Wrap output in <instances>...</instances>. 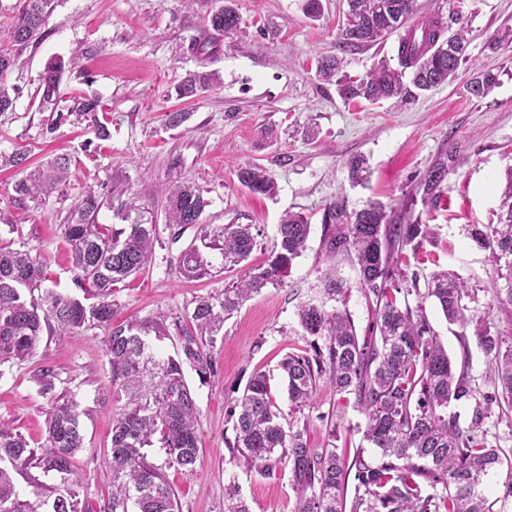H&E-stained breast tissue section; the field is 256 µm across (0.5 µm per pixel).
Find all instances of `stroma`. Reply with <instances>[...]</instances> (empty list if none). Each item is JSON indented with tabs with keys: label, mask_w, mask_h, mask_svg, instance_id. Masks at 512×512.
Returning a JSON list of instances; mask_svg holds the SVG:
<instances>
[{
	"label": "stroma",
	"mask_w": 512,
	"mask_h": 512,
	"mask_svg": "<svg viewBox=\"0 0 512 512\" xmlns=\"http://www.w3.org/2000/svg\"><path fill=\"white\" fill-rule=\"evenodd\" d=\"M322 3L319 20L313 21L302 11L303 0H236L239 30L221 37L218 51L206 58L192 52L190 42L200 35L217 0H193L189 6L181 0H53L44 37L20 50L17 66L5 77L17 87L18 98L14 111L0 115V154L29 150L35 166L58 154L72 159L66 184L40 205L19 199L13 190L18 171L0 167V213L6 218L0 240L46 259L47 287L76 291L62 227L89 189L111 197L113 204L137 196L158 213L171 186L190 183L209 201L205 223L252 225L258 234L249 258L253 266L266 263L283 212L309 219L307 248L283 284L263 289L225 321L213 349L216 376L203 383L194 371L185 373L199 409L200 458L194 470L166 471L181 512H224V486L231 482L249 512L295 510L289 473L263 477L232 458L226 447L234 436L229 409L259 370L269 375L278 405L287 407L278 364L288 353L323 345L322 337L305 335L297 310L303 302L320 299V276L326 269L335 268L352 285L345 308L358 335L373 330L375 305L355 287L356 266L323 244L322 215L330 201L345 198L352 209L370 200L406 206L431 231L407 255L417 288H426L434 271L454 272L468 286L472 313L487 315L493 330L512 333V316L492 305L496 269L488 251L473 239L476 229L495 222L501 188L512 169V43H492L499 31L512 29V0H415L417 14L438 11L450 30L467 29L469 60L453 81L408 103L374 105L343 102L335 86L319 80L316 61L341 54L344 73L358 78L379 59L396 61L397 36L337 52L346 0ZM74 57L88 72H66L61 89L100 102L108 140H97L82 125L46 130L34 99L39 75L49 61ZM485 64L495 66L499 85L477 100L464 86ZM203 65L219 71L220 83L194 99L178 98L175 87L185 73ZM174 110L191 117L179 128H166L165 115ZM265 127L274 129V141L261 138ZM356 155L367 157L371 166L362 186L348 179L346 163ZM443 158L448 173L440 200L433 204L423 200L418 184ZM248 163L269 171L278 186L276 197L240 185L237 169ZM194 235V229H187L176 243L168 229H160L147 271L113 295L119 304L117 321L160 314L182 318L195 297L222 292L240 280V266L216 267L201 280L183 279L176 258ZM424 308L455 367L466 368L480 391H493L488 359L475 336H461L434 300ZM104 336L99 327L77 336L46 332L32 357L0 368V420L31 446L43 443L51 407L34 380L42 366L53 367L57 394L77 402L84 446L74 458V471L86 512H99L112 492L105 456L112 421L124 406L112 386ZM292 419L305 424L310 447L332 442L350 452L363 448L364 414L355 408L353 395L337 393L328 380H320L311 406Z\"/></svg>",
	"instance_id": "35a3bbf8"
}]
</instances>
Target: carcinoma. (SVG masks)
Returning <instances> with one entry per match:
<instances>
[{
	"label": "carcinoma",
	"instance_id": "carcinoma-1",
	"mask_svg": "<svg viewBox=\"0 0 512 512\" xmlns=\"http://www.w3.org/2000/svg\"><path fill=\"white\" fill-rule=\"evenodd\" d=\"M348 9L337 34V47L346 50L373 45L402 32L397 48V66L382 59L360 79L340 74L342 60L335 56L317 60L320 80L336 86L345 102L406 100L415 91H428L455 76L468 61L467 30L448 34L437 13L425 14L409 23L415 13L414 0H347ZM51 0H21L10 29V42L24 48L42 37ZM241 16L235 0H224L204 19L207 36L197 44V53L218 51V39L236 31ZM69 66H74L71 61ZM60 60L46 65L35 90L38 108L48 110L47 130L52 131L75 117L94 128L100 140L109 137L99 120V103L83 98L70 107L61 106L62 77L67 66ZM220 83L213 70H195L177 85L180 98H195ZM498 84L491 66L470 78L465 90L475 99L487 96ZM70 159L57 156L30 172L15 185L21 199L43 201L68 178ZM351 183L366 179V160L353 157L348 163ZM448 173V162L440 160L420 182L430 203L438 201L440 183ZM239 183L249 191L272 197L276 182L256 164L238 170ZM209 202L195 188H169L163 211L165 226L179 241L184 230L200 228L199 236L183 248L176 270L187 280L210 274L207 251H218L232 265L248 261L256 247L250 224H204L202 215ZM103 206L93 191L85 192L74 206L72 223L62 226L70 246L75 287L94 289L98 302L89 306L80 300L46 288L44 264L27 251L0 242V367L33 355L43 330L63 336H78L89 327L105 330L106 356L117 394L126 405L112 424L111 447L106 464L112 470V496L100 512H180V503L169 486L165 469L195 467L200 448L196 434L197 406L184 381V367L205 382L216 373L212 349L217 336L240 305L268 286L282 284L294 259L301 256L310 235L308 219L299 213H284L277 229V242L264 268H247L238 284L219 294L199 296L194 301L190 326L181 327L176 356L160 358L150 337L169 335L165 318L114 321L116 303L112 289L143 273L159 241L155 217L129 198L115 207L119 224H99ZM497 221L475 234L477 244L489 251L502 283L492 289L497 308L512 314V169L501 195ZM322 223L327 225L325 246L331 254L353 256L358 270L357 287L375 302L377 335L359 339L347 312L326 308L330 301L346 298L350 285L333 271L322 279L321 302L299 306L298 320L309 336L325 339L312 352L290 353L279 364L287 382L289 410L309 406L317 382L328 377L336 392L352 394L355 406L367 418L364 440L379 452V461L368 464L364 449L352 459L332 444L320 450L309 446L305 429L283 423V410L274 402L270 378L252 374L242 394L231 407L234 438L226 445L233 458L247 469L271 477L288 471L298 492L295 512H507L512 501V473L501 496L489 500L504 460L499 449L485 439L483 425L493 407L512 406V336L492 333L487 318L471 313L464 299L468 288L459 277L446 271L431 276L426 297L438 302L448 322L461 328L460 336L473 335L489 359L494 383L501 390L482 393L473 387L465 370H456L441 345L426 314L421 294L409 287L416 274L398 267L406 249L417 250L427 235L419 220L392 223L386 207L376 201L358 210H348L343 199L326 205ZM403 295L398 301L397 295ZM418 297L416 305L408 297ZM36 381L44 394L55 389V372L42 367ZM462 399L474 401L470 422L459 425L448 414V405ZM80 412L71 400L54 401L46 419L45 442L33 447L15 429L0 423V512H38L46 504L49 490L36 492L38 501L20 497L12 472L38 468L43 473L74 475L73 458L83 448ZM160 444L165 460L156 464L147 449ZM355 472L354 496L344 497L350 472ZM51 512H82L78 493L56 497ZM224 512H249L238 486L224 488Z\"/></svg>",
	"mask_w": 512,
	"mask_h": 512
}]
</instances>
